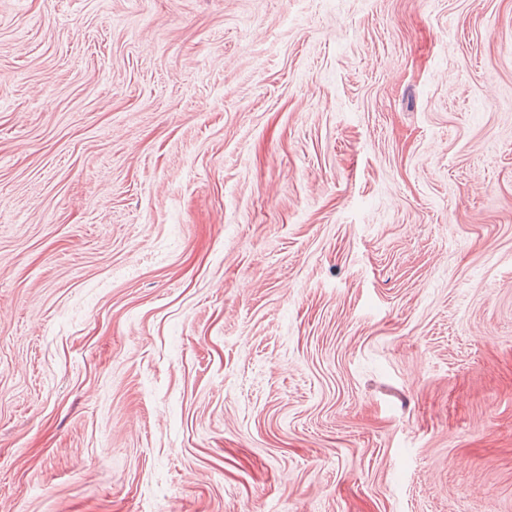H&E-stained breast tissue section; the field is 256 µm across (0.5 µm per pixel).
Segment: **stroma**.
Here are the masks:
<instances>
[{"label": "stroma", "instance_id": "obj_1", "mask_svg": "<svg viewBox=\"0 0 512 512\" xmlns=\"http://www.w3.org/2000/svg\"><path fill=\"white\" fill-rule=\"evenodd\" d=\"M0 512H512V0H0Z\"/></svg>", "mask_w": 512, "mask_h": 512}]
</instances>
